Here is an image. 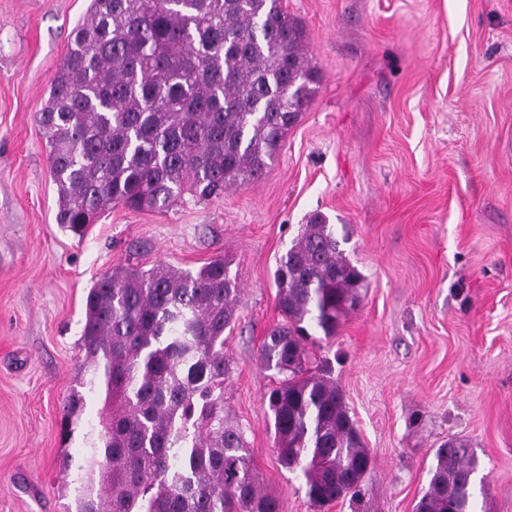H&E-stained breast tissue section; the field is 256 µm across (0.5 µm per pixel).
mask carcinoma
<instances>
[{
	"label": "carcinoma",
	"instance_id": "cac0c4a2",
	"mask_svg": "<svg viewBox=\"0 0 512 512\" xmlns=\"http://www.w3.org/2000/svg\"><path fill=\"white\" fill-rule=\"evenodd\" d=\"M302 23L282 0H91L36 121L49 147L57 223L80 235L116 206L209 201L258 181L314 97ZM219 255L199 269L128 264L85 298L83 372L102 398L76 512H279L243 430L224 421V332L242 288ZM282 321L262 343L279 464L311 507L356 496L373 456L328 362L365 276L318 211L277 261ZM69 395L65 424L83 412ZM480 460L464 439L435 452L414 512H476Z\"/></svg>",
	"mask_w": 512,
	"mask_h": 512
}]
</instances>
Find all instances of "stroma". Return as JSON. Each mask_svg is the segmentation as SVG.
<instances>
[{
	"label": "stroma",
	"mask_w": 512,
	"mask_h": 512,
	"mask_svg": "<svg viewBox=\"0 0 512 512\" xmlns=\"http://www.w3.org/2000/svg\"><path fill=\"white\" fill-rule=\"evenodd\" d=\"M319 72L314 98L257 183L156 211L117 207L84 236L56 222L35 115L90 0H0V512H68L65 461L99 425L97 395L70 439L85 298L144 243L143 268L228 256L243 293L224 351V414L246 432L280 512H313L277 460L264 395L273 280L309 213L346 225L367 291L329 359L374 464L358 501L325 512H413L434 454L466 439L512 512V0H284Z\"/></svg>",
	"instance_id": "stroma-1"
}]
</instances>
